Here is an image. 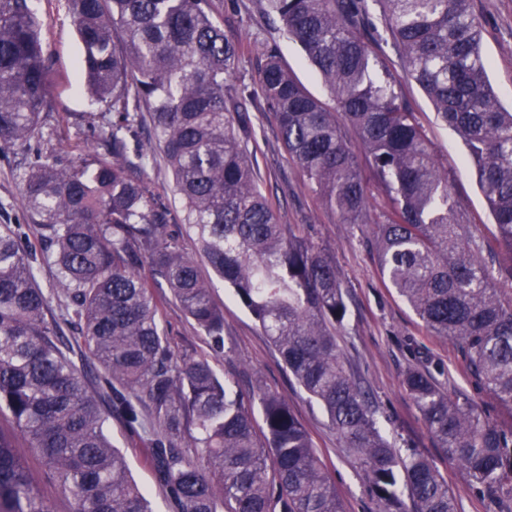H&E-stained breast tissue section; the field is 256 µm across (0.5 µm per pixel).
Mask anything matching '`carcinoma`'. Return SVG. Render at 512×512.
I'll return each instance as SVG.
<instances>
[{
  "label": "carcinoma",
  "instance_id": "obj_1",
  "mask_svg": "<svg viewBox=\"0 0 512 512\" xmlns=\"http://www.w3.org/2000/svg\"><path fill=\"white\" fill-rule=\"evenodd\" d=\"M299 42L332 95L312 96L277 49L258 54L255 83L288 155L343 224H369L362 171L337 116L357 134L387 198L376 234L384 279L434 335L458 345L478 386L512 409V111L493 93L473 0H259ZM82 44L81 78L112 113L75 160L33 145L48 107L51 57L34 0H0V148L30 154L27 231L0 224V512H52L15 452L23 439L72 512H154L105 434L112 416L144 443L169 512H344L331 474L288 400L232 388L211 362L176 353L160 319L167 298L224 352V312L197 260L169 230L171 213L141 174L171 169L182 222L199 254L325 409L381 512H458L434 464L402 455L346 366L339 272L280 223L256 175L247 99L229 82L248 46L228 37L212 0H67ZM390 45L406 78L464 142L496 224L486 239L458 211L426 131L381 62ZM56 268L78 337L47 318L41 261ZM81 364H76L74 354ZM403 384L437 444L500 512L512 508V431L418 368ZM262 420L256 432L255 415Z\"/></svg>",
  "mask_w": 512,
  "mask_h": 512
}]
</instances>
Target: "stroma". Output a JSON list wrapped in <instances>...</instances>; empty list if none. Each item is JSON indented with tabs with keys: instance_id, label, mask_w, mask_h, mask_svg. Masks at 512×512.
<instances>
[{
	"instance_id": "35a3bbf8",
	"label": "stroma",
	"mask_w": 512,
	"mask_h": 512,
	"mask_svg": "<svg viewBox=\"0 0 512 512\" xmlns=\"http://www.w3.org/2000/svg\"><path fill=\"white\" fill-rule=\"evenodd\" d=\"M257 2L213 0L228 36L254 45L255 50L265 45L277 46L294 76L314 96L328 100L320 76L300 45L283 35L279 26L267 23ZM35 6L53 60L48 75L50 108L40 116L38 137L44 151L76 158L90 138V123L99 121L105 107L91 100L77 74L81 49L67 18L66 0H36ZM474 10L482 24V50L490 63L488 77L492 89L504 107H511L512 0H474ZM255 50L240 59L233 76L237 86H252L257 66ZM396 79L409 107L424 125L441 165L447 168L449 186L462 209L474 224L493 227L464 143L437 119L431 102L415 82L401 73ZM250 117L256 137L253 161L263 192L279 202L282 223L299 225L340 273L347 315L337 330L338 343L348 369L372 397L382 432L400 453L413 449L433 462L461 512H497L494 502L477 494L464 472L437 447L405 391L402 378L412 363L410 349L420 350L421 363L431 372H449L455 391L478 402L490 423L512 429V410L500 406L478 388L457 347L432 336L409 305L385 286L375 247L376 224L383 221L387 210L385 197L376 187H369L370 223H341L336 213L320 205L314 190L288 155L275 119L265 111L263 103L251 105ZM28 163V155L18 148L0 152V224L27 221L22 188ZM145 180L154 196L170 208L175 218L171 228L181 234L185 250L195 252V241L187 236L186 227L180 222L182 206L173 191L172 174L166 162L158 161L149 168ZM200 271L211 286L214 301L224 310L225 351L214 356L205 336L197 331L182 308L170 300L162 307L161 319L172 347L180 352L188 350L214 357L216 370L238 389L247 391L260 384L286 397L332 475L346 512H378L363 472L352 464L323 408L299 387L258 323L231 297L223 280L208 264H201ZM107 431L113 445L124 454L135 481L150 494L155 512H165L155 474L138 438L114 419L108 420Z\"/></svg>"
}]
</instances>
